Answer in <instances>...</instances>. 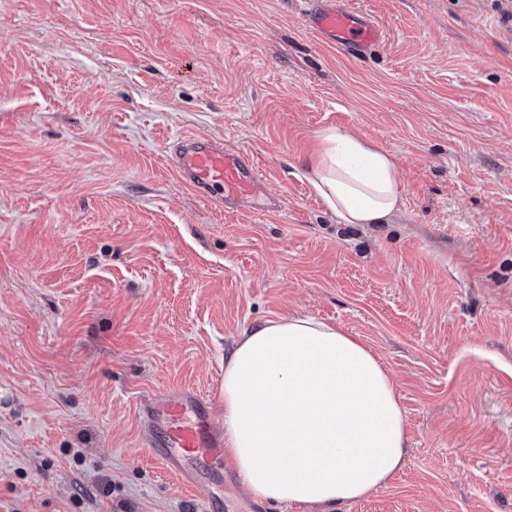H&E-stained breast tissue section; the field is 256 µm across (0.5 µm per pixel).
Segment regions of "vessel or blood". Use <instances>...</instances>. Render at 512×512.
<instances>
[{
  "mask_svg": "<svg viewBox=\"0 0 512 512\" xmlns=\"http://www.w3.org/2000/svg\"><path fill=\"white\" fill-rule=\"evenodd\" d=\"M314 30L344 53L359 58L385 38L363 14L338 9L335 0H307ZM170 162L197 195L209 202L239 206L256 196L262 178L246 154L223 143L189 135L178 140ZM143 415L153 454L190 483L224 460V426L209 398L194 389L173 386L153 395Z\"/></svg>",
  "mask_w": 512,
  "mask_h": 512,
  "instance_id": "obj_1",
  "label": "vessel or blood"
}]
</instances>
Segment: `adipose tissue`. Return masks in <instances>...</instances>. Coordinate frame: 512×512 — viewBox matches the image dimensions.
Masks as SVG:
<instances>
[{
    "label": "adipose tissue",
    "instance_id": "adipose-tissue-1",
    "mask_svg": "<svg viewBox=\"0 0 512 512\" xmlns=\"http://www.w3.org/2000/svg\"><path fill=\"white\" fill-rule=\"evenodd\" d=\"M304 176L341 224H384L403 204L392 154L338 126L318 133ZM223 423L261 501L318 512L368 497L403 466L405 420L381 360L303 313L243 331L224 365Z\"/></svg>",
    "mask_w": 512,
    "mask_h": 512
}]
</instances>
